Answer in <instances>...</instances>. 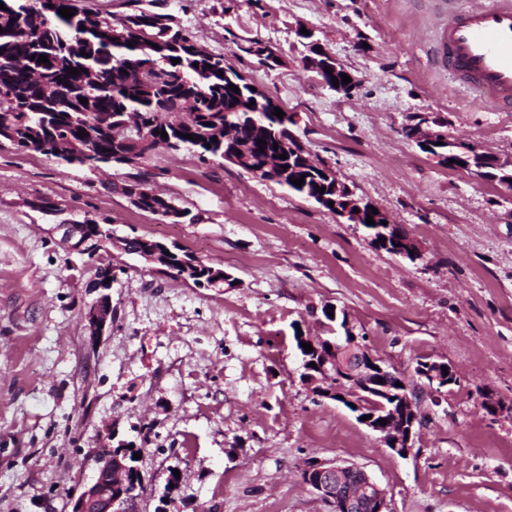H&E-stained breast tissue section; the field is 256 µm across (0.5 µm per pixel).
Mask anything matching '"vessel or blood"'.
<instances>
[{
	"label": "vessel or blood",
	"mask_w": 512,
	"mask_h": 512,
	"mask_svg": "<svg viewBox=\"0 0 512 512\" xmlns=\"http://www.w3.org/2000/svg\"><path fill=\"white\" fill-rule=\"evenodd\" d=\"M449 72L496 109L512 112V0H464L438 32Z\"/></svg>",
	"instance_id": "vessel-or-blood-1"
}]
</instances>
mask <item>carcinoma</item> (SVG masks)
I'll return each instance as SVG.
<instances>
[{"label":"carcinoma","mask_w":512,"mask_h":512,"mask_svg":"<svg viewBox=\"0 0 512 512\" xmlns=\"http://www.w3.org/2000/svg\"><path fill=\"white\" fill-rule=\"evenodd\" d=\"M0 2V141L69 166L97 167L114 156L134 165L157 150V143L141 141L139 127L148 126L167 133L165 139L157 135L167 149L186 150L207 163L224 159L229 127L234 140L249 143L250 163L240 169L256 173L275 149L292 160L275 183L307 198L314 194L322 176L302 164L304 147L288 129L292 119L273 115L269 98L252 91L224 55L197 44L172 14L127 0L130 12L113 24L77 9L74 0ZM62 7L75 15L61 16ZM42 55L48 63L39 62ZM70 67L79 74H69ZM260 139L266 145H258ZM299 178L302 186L291 183ZM190 280L210 287L224 280V270L202 262Z\"/></svg>","instance_id":"1"}]
</instances>
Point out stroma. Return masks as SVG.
<instances>
[{
  "instance_id": "1",
  "label": "stroma",
  "mask_w": 512,
  "mask_h": 512,
  "mask_svg": "<svg viewBox=\"0 0 512 512\" xmlns=\"http://www.w3.org/2000/svg\"><path fill=\"white\" fill-rule=\"evenodd\" d=\"M166 12L295 119L312 159L402 226L409 261L351 224L227 161L156 150L136 166L65 167L0 142V512H71L102 448L141 450L134 512H333L302 479L311 460L362 467L393 512H512V190L451 169L404 134L428 118L455 143L512 161V112L469 95L437 60L448 0H167ZM356 77L330 90L298 29ZM267 45V69L243 52ZM149 173L173 223L119 185ZM54 209L45 212L39 202ZM110 218L89 257L61 225ZM143 236L231 275L198 288L126 252ZM112 264V325L91 339L89 263ZM406 376L444 361L408 457L307 386L293 326L329 336L324 307ZM502 402L492 416L485 395ZM182 480L170 485L172 471Z\"/></svg>"
}]
</instances>
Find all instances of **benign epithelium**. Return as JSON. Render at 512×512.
I'll use <instances>...</instances> for the list:
<instances>
[{
    "instance_id": "7a95c632",
    "label": "benign epithelium",
    "mask_w": 512,
    "mask_h": 512,
    "mask_svg": "<svg viewBox=\"0 0 512 512\" xmlns=\"http://www.w3.org/2000/svg\"><path fill=\"white\" fill-rule=\"evenodd\" d=\"M411 139L423 147L436 151L438 158H443L441 148L435 142V133L425 130L422 125L408 128ZM328 180L334 181L336 213L353 224L359 223V213L370 206L364 199L351 195L350 189L336 179L331 166L323 167ZM83 226L70 224L67 239L73 241V247L83 253H89L87 240L82 238ZM172 247L156 241L136 251V254L155 265L166 259V253ZM332 321H340L343 334L333 340L310 337L313 350L321 354L317 368L307 371L305 378L313 385L316 393L326 399H342L356 405L357 417H362L365 403L356 401L361 396L370 401L382 402V418L387 424L382 425L371 419L364 425L380 434L387 448L406 457L414 447V437L422 426V418L415 399L416 386L402 383L397 387L391 384L389 377L394 375L391 366L363 343V338L353 332L348 316L335 317L337 310H332ZM88 330L91 338L96 339L104 328L112 324V300L107 294L98 297L89 307L87 314ZM331 350H322V345ZM440 361L424 362L418 367V376L424 387L439 393L441 389L456 381V376L444 375ZM124 451L113 448L105 450L97 459L98 468L95 479L85 485L73 498L72 512H127V506L135 499L138 484L130 482L131 466L122 462L120 456ZM304 482L322 499L328 501L334 512H391L386 491L379 486L363 469L355 465H346L328 461H310L303 470Z\"/></svg>"
}]
</instances>
